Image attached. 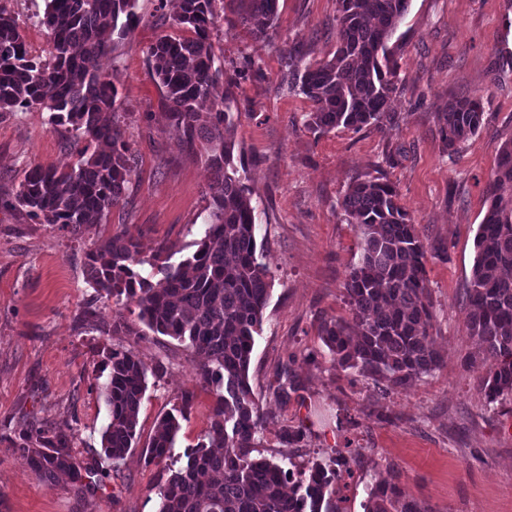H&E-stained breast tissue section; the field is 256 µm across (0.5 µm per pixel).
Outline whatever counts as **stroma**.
I'll use <instances>...</instances> for the list:
<instances>
[{
  "instance_id": "35a3bbf8",
  "label": "stroma",
  "mask_w": 512,
  "mask_h": 512,
  "mask_svg": "<svg viewBox=\"0 0 512 512\" xmlns=\"http://www.w3.org/2000/svg\"><path fill=\"white\" fill-rule=\"evenodd\" d=\"M136 11L141 24L103 61L138 160L123 207L79 236L12 208L27 166L67 169L80 156L53 132L47 113L20 110L0 120V512H157L155 488L169 476L166 464L148 460L158 420L183 390H194L172 450L180 459L213 413L215 397L197 384L194 355L167 336L113 331L112 301L88 283L87 252L119 231L147 254L176 245V265L207 229L210 172L158 117L161 90L143 52L170 33V11L159 0H137ZM212 39L224 67L248 58L261 71L234 89L235 150L247 163L257 252L272 277L249 371L267 417L257 455L303 464L349 449L337 482L345 512H364L369 488L394 476L430 512H512V396L486 407L479 343L465 328L484 189L499 149L512 141V0H410L393 37L397 121L383 131L307 130L310 103L285 80L289 49L309 60L332 56L336 0H279L276 26L262 42L230 14ZM475 94L487 101L484 123L448 154L437 114L449 100ZM378 169L430 245L431 333L444 358L432 376L388 395L336 369L320 337L325 321L349 315L342 288L360 254L359 231L338 202L353 176ZM116 348L165 367L147 378L137 444L117 466L101 449L109 421L101 388ZM286 366L301 397L284 403L274 390ZM26 420L69 423L80 463L108 480L88 490L44 478L11 443ZM298 423L311 434L283 445L282 427Z\"/></svg>"
}]
</instances>
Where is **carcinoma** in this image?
Instances as JSON below:
<instances>
[{
	"instance_id": "obj_1",
	"label": "carcinoma",
	"mask_w": 512,
	"mask_h": 512,
	"mask_svg": "<svg viewBox=\"0 0 512 512\" xmlns=\"http://www.w3.org/2000/svg\"><path fill=\"white\" fill-rule=\"evenodd\" d=\"M257 41L269 38L278 0H179L169 21L192 37L165 34L143 49L161 89L160 116L180 136L188 154L211 171L206 198L209 227L191 257L173 266L149 258L125 232L86 253L88 282L116 307L112 331L168 336L200 358L198 383L212 391L215 406L201 442L185 451V464L158 486L157 512H344L336 490V465L313 461L286 469L253 456L266 416L253 398L249 366L263 321L270 282L256 256V216L242 171L234 162L235 85L224 81L211 34L224 2ZM137 0H45L34 23L47 30L48 49L35 56L19 20L0 8V119L22 109L49 113L48 123L68 141L85 142L84 159L69 170L31 165L12 206L40 224L75 235L98 224L126 200L137 162L124 139L118 89L101 61L141 23ZM336 49L327 60L303 62L288 53V85L311 104L304 126L318 133L338 127L383 131L395 123L391 96L398 63L390 41L410 0H336ZM483 97L448 102L438 113L448 152L455 153L482 126ZM485 197L487 209L476 236V259L466 288V329L481 343L486 375L480 382L486 405L512 395V142L501 147ZM360 232V256L343 285L350 318L330 320L321 338L336 367L404 389L443 365L431 334L433 313L426 279L427 249L419 225L399 204L395 184L384 175H358L340 202ZM133 304L144 328L135 330L122 309ZM149 367L129 351L112 350L111 373L102 393L109 422L102 434L105 456L117 464L136 442ZM299 391L289 368L279 374L277 398ZM194 392L181 394L177 413L166 414L148 444V458H171L180 418ZM304 424L289 426L281 442L291 447L306 436ZM22 448L44 477L85 478L72 454L70 427L26 421ZM365 512H429L403 496L396 480L374 484Z\"/></svg>"
}]
</instances>
